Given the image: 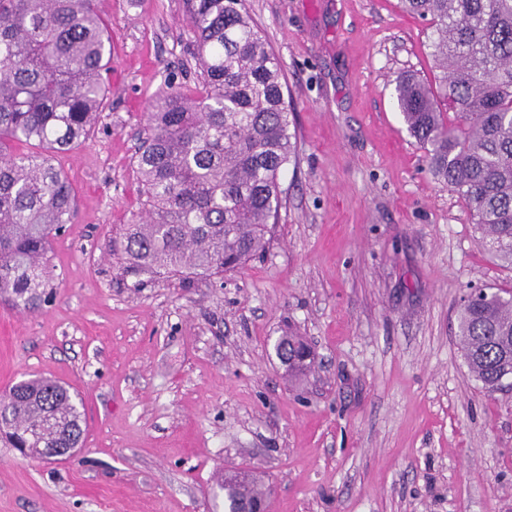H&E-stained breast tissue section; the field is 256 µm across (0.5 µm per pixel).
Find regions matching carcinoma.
Listing matches in <instances>:
<instances>
[{
  "label": "carcinoma",
  "mask_w": 512,
  "mask_h": 512,
  "mask_svg": "<svg viewBox=\"0 0 512 512\" xmlns=\"http://www.w3.org/2000/svg\"><path fill=\"white\" fill-rule=\"evenodd\" d=\"M202 88L164 84L136 156L144 197L124 225L129 264L156 278L242 268L269 245L281 175L295 155L281 60L248 0H185ZM430 22L431 84L394 79L409 134L429 173L472 212L483 246L512 268V0H401ZM112 34L97 0H0V296L36 311L55 279L51 241L72 223L75 194L52 164L95 128L110 90ZM457 336L482 387L512 376V290L461 305ZM305 373L312 353L286 337ZM83 418L69 389L22 381L0 398V436L40 458L77 448ZM266 497L257 476L224 473V512Z\"/></svg>",
  "instance_id": "cac0c4a2"
}]
</instances>
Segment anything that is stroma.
Instances as JSON below:
<instances>
[{"mask_svg": "<svg viewBox=\"0 0 512 512\" xmlns=\"http://www.w3.org/2000/svg\"><path fill=\"white\" fill-rule=\"evenodd\" d=\"M284 65L295 156L268 249L243 269L153 279L112 244L141 208L135 156L163 82L199 81L183 0H99L110 100L56 156L77 198L35 312L0 301V396L60 381L85 417L76 457L0 441V512H224L248 467L271 512H512V389L458 347L476 287L512 284L463 201L428 173L393 80L433 79L426 21L399 0H248ZM317 361L288 380L287 331Z\"/></svg>", "mask_w": 512, "mask_h": 512, "instance_id": "1", "label": "stroma"}]
</instances>
